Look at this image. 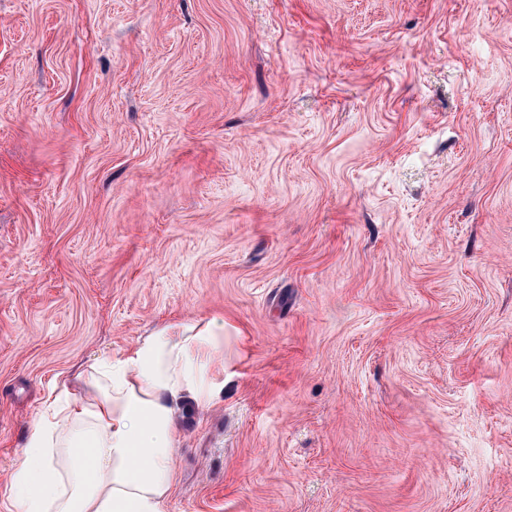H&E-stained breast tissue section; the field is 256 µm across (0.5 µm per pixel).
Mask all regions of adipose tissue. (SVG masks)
<instances>
[{
	"label": "adipose tissue",
	"instance_id": "obj_1",
	"mask_svg": "<svg viewBox=\"0 0 512 512\" xmlns=\"http://www.w3.org/2000/svg\"><path fill=\"white\" fill-rule=\"evenodd\" d=\"M224 323L170 322L95 359L29 426L15 512H166L180 419L224 391Z\"/></svg>",
	"mask_w": 512,
	"mask_h": 512
}]
</instances>
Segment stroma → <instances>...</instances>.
<instances>
[{
    "instance_id": "35a3bbf8",
    "label": "stroma",
    "mask_w": 512,
    "mask_h": 512,
    "mask_svg": "<svg viewBox=\"0 0 512 512\" xmlns=\"http://www.w3.org/2000/svg\"><path fill=\"white\" fill-rule=\"evenodd\" d=\"M212 317L167 512H512V0H0V512Z\"/></svg>"
}]
</instances>
